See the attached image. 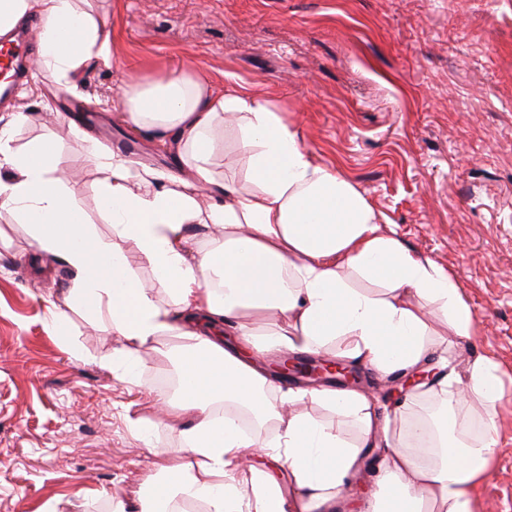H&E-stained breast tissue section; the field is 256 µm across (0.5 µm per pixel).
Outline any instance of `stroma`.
<instances>
[{
	"label": "stroma",
	"instance_id": "obj_1",
	"mask_svg": "<svg viewBox=\"0 0 512 512\" xmlns=\"http://www.w3.org/2000/svg\"><path fill=\"white\" fill-rule=\"evenodd\" d=\"M112 39L110 63L84 64L74 90L29 77L0 118L30 111L13 134L24 149L44 130L53 157L97 233L111 229L89 145L134 166L176 170L150 134L118 117L126 81L201 70L217 88L262 92L306 148L365 193L383 232L448 270L477 328L439 336L449 361L495 356L505 370L495 406L497 459L477 512H512V0H91ZM27 224L0 220V512H111L162 479L136 423L158 447L179 445L159 417L156 350L139 384L105 366L124 342L83 310L66 339L48 329L72 274L33 267Z\"/></svg>",
	"mask_w": 512,
	"mask_h": 512
}]
</instances>
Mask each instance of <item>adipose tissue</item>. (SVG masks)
<instances>
[{"mask_svg": "<svg viewBox=\"0 0 512 512\" xmlns=\"http://www.w3.org/2000/svg\"><path fill=\"white\" fill-rule=\"evenodd\" d=\"M32 19L43 81L66 90L85 60H110L111 41L80 0H0V36ZM120 105L123 123L156 132L179 169H135L121 153L92 149L111 238L88 223L50 159V137L26 151L12 147L13 127L31 120L21 110L0 128V171L8 173L0 218L27 223L36 251L72 271L51 326L62 331L68 309H85L123 339L124 355L110 366L121 379L137 381L141 349L174 339L164 353L178 390L158 411L192 422L180 428L179 446L164 451L165 477L140 497L138 512H170L182 500L207 512H476L497 453L488 433L502 370L488 355L461 369L440 355L436 323L461 339L476 331L457 281L383 233L368 199L315 161L260 93L216 90L194 70L128 81ZM229 129L245 162L239 178L215 169ZM199 224L209 230L201 240L190 234ZM127 242L152 281L130 266ZM288 353L343 355L381 380L438 369L428 389L437 409L409 418L363 389H282L266 363ZM311 404L327 418H313ZM238 411L253 416V427L237 424ZM463 412L485 437L463 435ZM257 447L269 465L242 467ZM367 448L376 451V488L356 500L348 488ZM280 464L290 484L275 476Z\"/></svg>", "mask_w": 512, "mask_h": 512, "instance_id": "obj_1", "label": "adipose tissue"}]
</instances>
